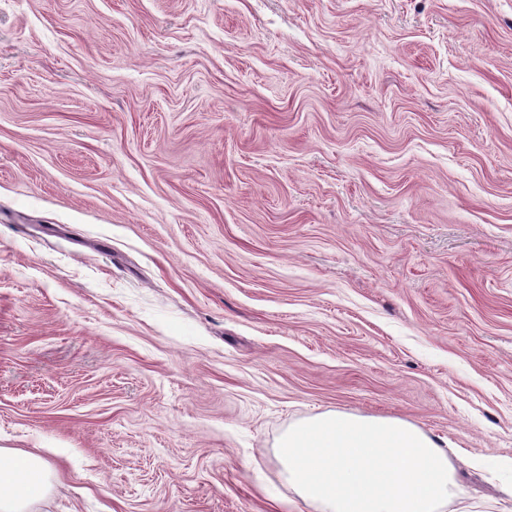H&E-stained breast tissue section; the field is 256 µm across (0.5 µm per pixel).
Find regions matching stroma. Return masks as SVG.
<instances>
[{
    "instance_id": "1",
    "label": "stroma",
    "mask_w": 512,
    "mask_h": 512,
    "mask_svg": "<svg viewBox=\"0 0 512 512\" xmlns=\"http://www.w3.org/2000/svg\"><path fill=\"white\" fill-rule=\"evenodd\" d=\"M329 411L512 512V0H0V448L33 512H301ZM50 465L41 456L0 448V511L30 512L47 491Z\"/></svg>"
}]
</instances>
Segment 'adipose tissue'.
Here are the masks:
<instances>
[{
  "label": "adipose tissue",
  "mask_w": 512,
  "mask_h": 512,
  "mask_svg": "<svg viewBox=\"0 0 512 512\" xmlns=\"http://www.w3.org/2000/svg\"><path fill=\"white\" fill-rule=\"evenodd\" d=\"M49 476L41 456L0 448V512H30L44 497Z\"/></svg>",
  "instance_id": "adipose-tissue-1"
}]
</instances>
